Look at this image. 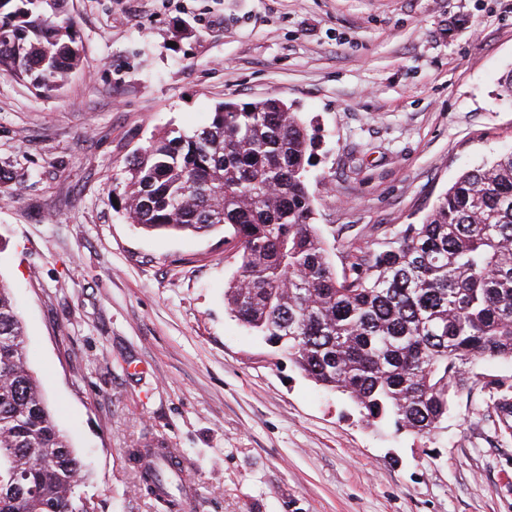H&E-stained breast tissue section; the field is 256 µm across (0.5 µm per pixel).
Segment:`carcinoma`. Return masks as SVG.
<instances>
[{"label": "carcinoma", "instance_id": "cac0c4a2", "mask_svg": "<svg viewBox=\"0 0 512 512\" xmlns=\"http://www.w3.org/2000/svg\"><path fill=\"white\" fill-rule=\"evenodd\" d=\"M64 0H0V73L50 94L80 57ZM317 130L279 98L219 105L191 133L163 132L129 166L124 209L151 231L224 229L236 270L228 310L301 374L372 424L420 437L462 392L500 389L473 371L512 361V151L463 173L420 224L351 243L336 269L309 190ZM24 327L0 283V512H95L71 476L84 465L25 361ZM512 431V397H492ZM142 488L161 484L139 470Z\"/></svg>", "mask_w": 512, "mask_h": 512}]
</instances>
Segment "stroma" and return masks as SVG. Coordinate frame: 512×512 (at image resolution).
<instances>
[{
    "mask_svg": "<svg viewBox=\"0 0 512 512\" xmlns=\"http://www.w3.org/2000/svg\"><path fill=\"white\" fill-rule=\"evenodd\" d=\"M83 51L47 96L0 75V281L83 455L97 512H163L134 448H175L194 512H512V438L458 395L432 438L375 429L228 312L223 229L158 234L119 201L133 156L215 107L277 97L319 127L336 249L421 223L512 148V0H67Z\"/></svg>",
    "mask_w": 512,
    "mask_h": 512,
    "instance_id": "35a3bbf8",
    "label": "stroma"
}]
</instances>
